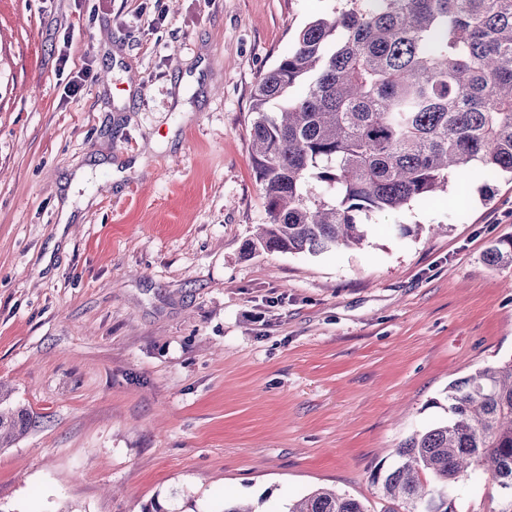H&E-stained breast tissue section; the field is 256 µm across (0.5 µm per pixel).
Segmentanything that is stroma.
<instances>
[{
    "label": "stroma",
    "mask_w": 512,
    "mask_h": 512,
    "mask_svg": "<svg viewBox=\"0 0 512 512\" xmlns=\"http://www.w3.org/2000/svg\"><path fill=\"white\" fill-rule=\"evenodd\" d=\"M343 0H0V512H287L375 474L512 357V179L366 241L244 251L251 92ZM78 90H71V83ZM70 217H63V209ZM407 234H399L397 225ZM485 260L491 266L512 267V236L492 243L486 252ZM30 415L24 409H10L2 411L0 407V447L6 441L23 435L30 425Z\"/></svg>",
    "instance_id": "stroma-1"
}]
</instances>
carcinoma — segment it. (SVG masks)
I'll use <instances>...</instances> for the list:
<instances>
[{
	"label": "carcinoma",
	"mask_w": 512,
	"mask_h": 512,
	"mask_svg": "<svg viewBox=\"0 0 512 512\" xmlns=\"http://www.w3.org/2000/svg\"><path fill=\"white\" fill-rule=\"evenodd\" d=\"M308 22L251 93V151L269 223L257 249L320 254L363 244L365 220L448 191L474 164L512 174V0H348ZM323 192H314V185ZM512 267V236L488 248ZM448 419L396 449L382 496L456 512L485 476L512 512V357L448 386ZM30 415L0 410V447ZM288 512H368L318 488Z\"/></svg>",
	"instance_id": "carcinoma-1"
}]
</instances>
